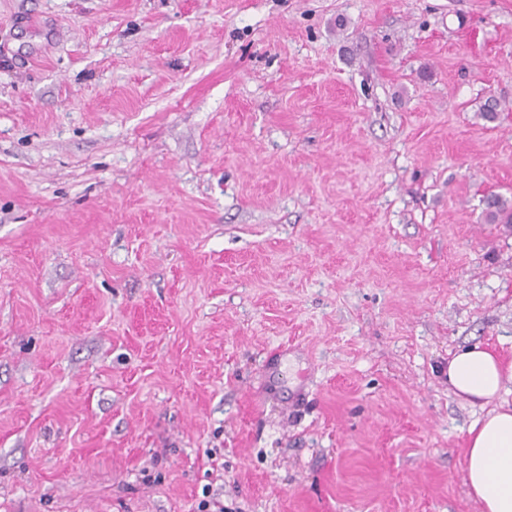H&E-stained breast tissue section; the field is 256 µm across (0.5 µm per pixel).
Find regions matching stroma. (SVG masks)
Segmentation results:
<instances>
[{
    "mask_svg": "<svg viewBox=\"0 0 512 512\" xmlns=\"http://www.w3.org/2000/svg\"><path fill=\"white\" fill-rule=\"evenodd\" d=\"M491 192L512 0H0V512H475Z\"/></svg>",
    "mask_w": 512,
    "mask_h": 512,
    "instance_id": "1",
    "label": "stroma"
}]
</instances>
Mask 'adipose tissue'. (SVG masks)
Returning <instances> with one entry per match:
<instances>
[{
	"label": "adipose tissue",
	"instance_id": "1",
	"mask_svg": "<svg viewBox=\"0 0 512 512\" xmlns=\"http://www.w3.org/2000/svg\"><path fill=\"white\" fill-rule=\"evenodd\" d=\"M448 387L485 407L467 431L465 472L476 512H512V359L481 347L448 362Z\"/></svg>",
	"mask_w": 512,
	"mask_h": 512
}]
</instances>
